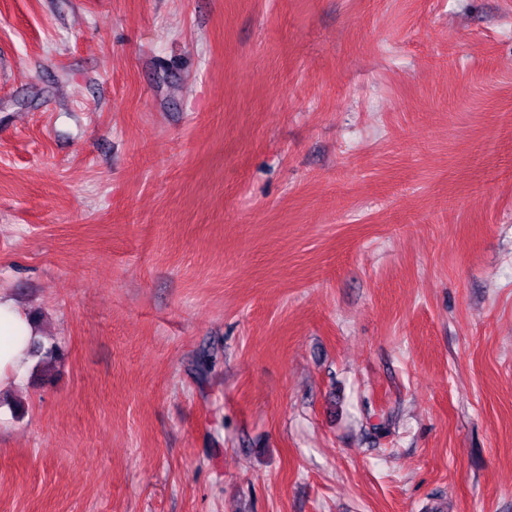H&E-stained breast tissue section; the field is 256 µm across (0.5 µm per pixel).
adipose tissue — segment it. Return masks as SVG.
I'll return each mask as SVG.
<instances>
[{
  "instance_id": "ef3b65f1",
  "label": "adipose tissue",
  "mask_w": 512,
  "mask_h": 512,
  "mask_svg": "<svg viewBox=\"0 0 512 512\" xmlns=\"http://www.w3.org/2000/svg\"><path fill=\"white\" fill-rule=\"evenodd\" d=\"M36 333L14 302L0 295V388L23 383L31 364Z\"/></svg>"
}]
</instances>
